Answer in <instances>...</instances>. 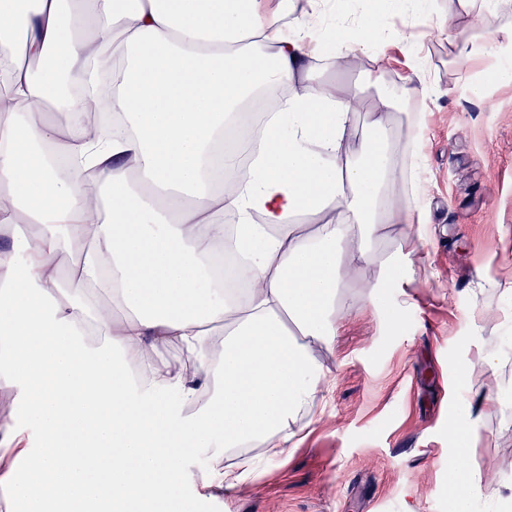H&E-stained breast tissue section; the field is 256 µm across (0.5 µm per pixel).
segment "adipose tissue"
I'll return each instance as SVG.
<instances>
[{
    "mask_svg": "<svg viewBox=\"0 0 512 512\" xmlns=\"http://www.w3.org/2000/svg\"><path fill=\"white\" fill-rule=\"evenodd\" d=\"M263 0H0V57L11 60L0 113V377L42 438L33 448L0 424L5 512H188L191 455L258 443L278 460L296 422L330 385L317 359L339 334L341 299L362 271L360 307L388 308L410 284L409 254L388 229L422 240L425 156L396 114L431 92L413 25L477 45L436 0H360L354 15L325 0L289 18ZM389 15L406 17L402 30ZM410 44V74L376 84L368 133L353 141L358 88L315 81L358 56ZM120 60L112 111L128 126L84 143L89 100L75 68ZM33 66H26L24 58ZM277 85L269 120L244 145L228 140L244 103ZM66 113L67 125L47 120ZM108 153L97 195L58 157ZM234 258L244 298L215 273L217 246ZM79 261L61 276L56 258ZM127 309L96 305L100 277Z\"/></svg>",
    "mask_w": 512,
    "mask_h": 512,
    "instance_id": "ef3b65f1",
    "label": "adipose tissue"
}]
</instances>
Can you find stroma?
Here are the masks:
<instances>
[{
	"mask_svg": "<svg viewBox=\"0 0 512 512\" xmlns=\"http://www.w3.org/2000/svg\"><path fill=\"white\" fill-rule=\"evenodd\" d=\"M438 8L488 53L461 59L456 44L416 28L433 93L407 110L426 154L423 202L436 237L414 245L393 229V248L411 252L417 269L389 291L400 320L343 315L335 346L320 355L334 386L254 482L203 487L216 451L192 457L197 512H448V418L463 408L475 419L464 458L472 512H512L490 495L512 482V84L472 91L512 49L503 36L512 5L480 18L448 0ZM487 353L498 359L495 381L462 376Z\"/></svg>",
	"mask_w": 512,
	"mask_h": 512,
	"instance_id": "obj_1",
	"label": "stroma"
}]
</instances>
